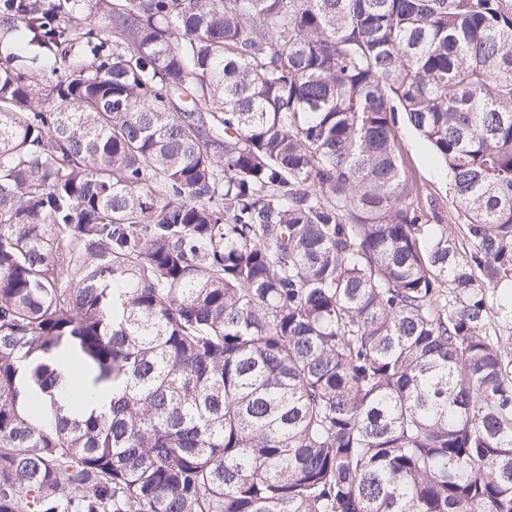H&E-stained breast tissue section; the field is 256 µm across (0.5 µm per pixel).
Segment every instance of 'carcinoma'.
<instances>
[{
	"label": "carcinoma",
	"mask_w": 512,
	"mask_h": 512,
	"mask_svg": "<svg viewBox=\"0 0 512 512\" xmlns=\"http://www.w3.org/2000/svg\"><path fill=\"white\" fill-rule=\"evenodd\" d=\"M0 512H512V0H0ZM400 142L404 151L405 161L412 167L417 178L431 190H437L445 198L449 177L443 165L437 162L422 139L409 128L401 129Z\"/></svg>",
	"instance_id": "obj_1"
}]
</instances>
